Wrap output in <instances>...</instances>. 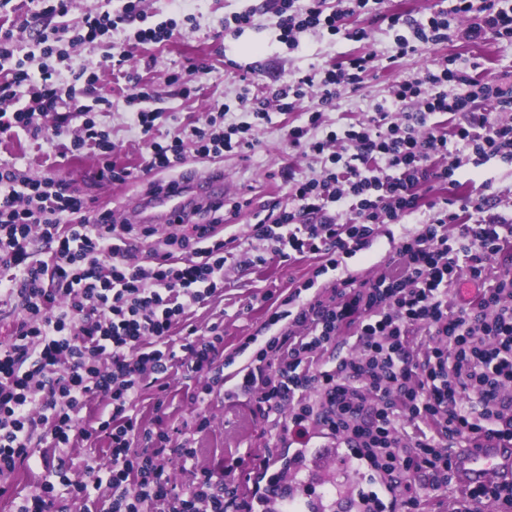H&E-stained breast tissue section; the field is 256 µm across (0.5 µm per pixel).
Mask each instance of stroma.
<instances>
[{"instance_id": "obj_1", "label": "stroma", "mask_w": 512, "mask_h": 512, "mask_svg": "<svg viewBox=\"0 0 512 512\" xmlns=\"http://www.w3.org/2000/svg\"><path fill=\"white\" fill-rule=\"evenodd\" d=\"M280 0H187L189 12L197 17L195 29L183 30L164 45L145 46L134 51L129 62L131 69L149 80L155 90V107L167 112L168 119L158 131L159 136L175 132L189 122H202L215 103L226 104L227 121L239 119L238 100L244 90L258 91L275 88L302 74L335 62L351 53H386L393 43V33L373 16L356 18L357 26L366 28L367 39L354 42L333 38L320 33L302 35V48L289 50L276 38L275 24ZM245 10L254 11V22L241 33H225V16ZM449 54L462 57L478 56L484 64L483 77L488 81L512 84V46L487 40L474 46L459 39H452L436 48L419 52L399 60L392 67L369 73L359 91L344 92L335 106L324 111L325 130H336L344 118H365L372 107L386 98L393 84L417 75L434 59ZM188 57H203L213 66L203 91L184 96L180 85L169 83L170 73L178 71ZM99 95L111 98L112 109L98 113V121L108 128L118 146V162L133 165L145 150V143L132 125L124 92L116 85L110 72H103L97 85ZM285 118L274 115L271 124L255 133L257 147L250 157L224 156L202 159L188 156L179 169L187 189L196 197L201 211L198 222L209 221L204 212L207 195L213 194L226 205L241 203L239 213L224 226L225 236H235L249 243L250 254L265 251V242L250 239V226L255 212L273 205H287L285 181L289 172L316 175L321 171L313 157L289 152L282 129ZM60 139L32 140L27 135L0 140V162L16 164L23 175H53L68 181L73 189L96 206L112 209L119 223L152 224L158 236L168 232L165 224L157 222L151 211L133 216L134 204L146 196L147 185L143 180L122 185L104 184L95 176L96 161L92 155L60 158ZM223 168L225 183L209 188L196 181L198 171ZM462 192L472 198H486L487 213H512V166L493 161L484 166L481 175L463 174ZM431 210L422 209L393 226L391 233H380L372 247L347 259L345 274L366 279L374 276L386 263L392 245L390 235H401L415 230L427 221ZM315 256L307 255L282 263L253 266L245 257L231 263L226 269V288L222 297L205 302L196 308L191 321L203 327L223 321L224 351L233 353L242 337L257 333L267 309L285 298L290 289L308 279L315 266ZM166 405L156 411L154 388H143L138 402V412L146 423L162 419L166 428H179L192 421L194 405L191 394L195 379L183 375H170ZM273 440L255 405L225 406L223 400L214 401L210 412V427L196 440L200 462L232 459L248 448H268ZM309 457L312 467L301 474L303 481L318 486L324 502L335 503L336 512H351L349 502L353 490L362 478L363 469L356 459L337 453L327 440L312 441Z\"/></svg>"}]
</instances>
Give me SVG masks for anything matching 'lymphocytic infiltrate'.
Returning <instances> with one entry per match:
<instances>
[{
  "label": "lymphocytic infiltrate",
  "mask_w": 512,
  "mask_h": 512,
  "mask_svg": "<svg viewBox=\"0 0 512 512\" xmlns=\"http://www.w3.org/2000/svg\"><path fill=\"white\" fill-rule=\"evenodd\" d=\"M35 2V10L0 24V135L15 130L39 140L48 115H83L67 154L92 152L98 178L121 185L176 171L191 151L201 158L246 155L255 148V128L271 123L268 104L244 97L239 123L225 125L221 107L206 126L153 140L160 116L153 92L123 66L133 45L173 39L175 19L145 24L142 0H123L119 10L86 13L70 28L60 19L71 0ZM382 2L336 0L331 9L326 0H281L277 39L290 49H301L309 31L362 41L366 31L347 20L369 13L386 21L394 38L385 55H348L273 92L282 113L318 95L319 109L301 113L286 141L325 165L320 176L289 179L288 206L252 224V238L268 244L254 261L312 254L315 277L337 273L381 226L425 206L433 215L395 240L375 276L338 277L328 293L313 280L295 287L269 308L265 335L240 343L243 364L224 353L223 322H190L197 305L224 294L234 245L218 235L222 203L210 205V223L170 225L139 264L132 257L154 225L116 223L111 210L89 205L65 180L22 179L14 163H0V295L19 311L12 336L0 341V475L30 465L42 446L102 440L111 459L104 469L86 456L73 477L44 463V477L19 512H62L65 500L86 503L103 489V512H268L286 489L268 475L275 448L253 456L252 475L243 479L235 462L198 465L189 433L176 438L138 418L141 390L150 386L165 397L177 366L198 379L196 431L209 426V408L221 397L254 403L277 445L308 447L318 430L356 449L394 493L388 501L360 490V512H426L433 492L457 482L455 449L512 447V271L492 264L503 254L512 258V219L483 217L482 206L461 195L459 178L493 160L512 165V87L484 80L478 59L448 55L394 84L366 121L312 134L322 107L334 105L342 88L360 87L380 63L453 37L512 44V0H450L417 18L382 11ZM24 32L44 60L35 71L17 53ZM100 43L108 49L97 63L56 68L70 47ZM105 70L123 73L132 120L151 139L134 166L116 161L110 133L88 117L111 106L94 93ZM398 111L404 118L396 122ZM438 115L447 125L435 123ZM429 183L446 196L425 201L421 189ZM36 239L47 245L46 258L32 259ZM464 277L479 290L460 305L451 293ZM347 333L353 351L342 356ZM95 403L99 414L83 421L82 411ZM176 459L185 473L178 488L169 474Z\"/></svg>",
  "instance_id": "lymphocytic-infiltrate-1"
}]
</instances>
